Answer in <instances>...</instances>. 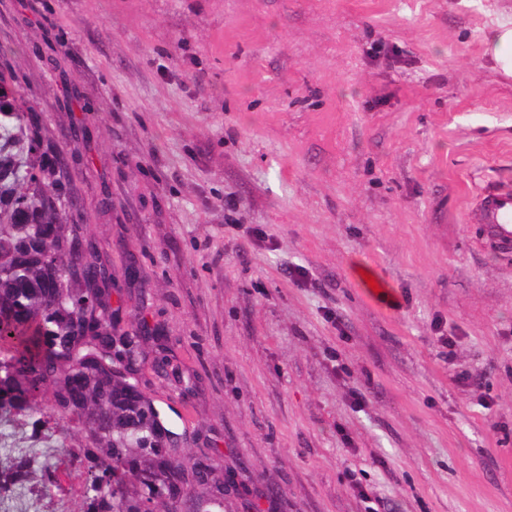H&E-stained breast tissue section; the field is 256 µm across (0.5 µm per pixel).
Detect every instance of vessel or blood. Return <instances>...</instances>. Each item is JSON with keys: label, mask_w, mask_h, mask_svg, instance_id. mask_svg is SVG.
<instances>
[{"label": "vessel or blood", "mask_w": 512, "mask_h": 512, "mask_svg": "<svg viewBox=\"0 0 512 512\" xmlns=\"http://www.w3.org/2000/svg\"><path fill=\"white\" fill-rule=\"evenodd\" d=\"M467 218L484 226L486 248L504 254L512 252V185H484Z\"/></svg>", "instance_id": "vessel-or-blood-1"}]
</instances>
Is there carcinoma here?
Returning a JSON list of instances; mask_svg holds the SVG:
<instances>
[{
	"label": "carcinoma",
	"instance_id": "1",
	"mask_svg": "<svg viewBox=\"0 0 512 512\" xmlns=\"http://www.w3.org/2000/svg\"><path fill=\"white\" fill-rule=\"evenodd\" d=\"M24 105L0 90V421L24 415L36 436L52 417L81 427V446L61 448L84 477L80 512H224L220 480L189 465L139 393L140 335L118 328L112 281L98 276L79 172ZM75 372L87 378L78 407ZM54 475L50 459L21 455L3 485L39 493Z\"/></svg>",
	"mask_w": 512,
	"mask_h": 512
}]
</instances>
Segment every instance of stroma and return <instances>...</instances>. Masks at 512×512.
Wrapping results in <instances>:
<instances>
[{
  "mask_svg": "<svg viewBox=\"0 0 512 512\" xmlns=\"http://www.w3.org/2000/svg\"><path fill=\"white\" fill-rule=\"evenodd\" d=\"M512 0H0V74L78 168L140 368L224 512H512ZM240 202L232 222L226 199ZM454 339L446 347L441 337ZM56 486L16 512H78ZM499 32L491 42V50L496 60L502 64L505 73L512 74V23L500 24ZM467 218L469 222L483 224L486 248L504 254L512 251V185H484Z\"/></svg>",
  "mask_w": 512,
  "mask_h": 512,
  "instance_id": "1",
  "label": "stroma"
}]
</instances>
